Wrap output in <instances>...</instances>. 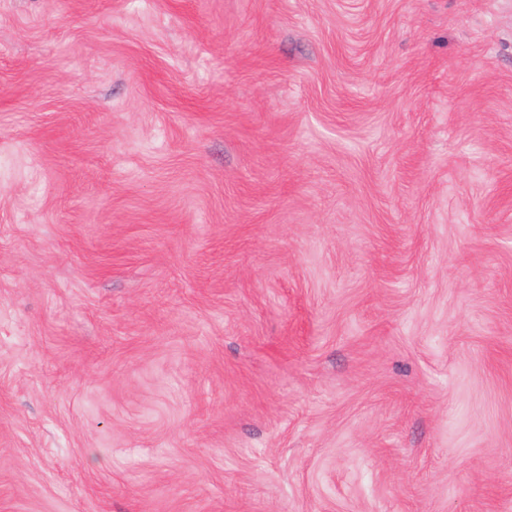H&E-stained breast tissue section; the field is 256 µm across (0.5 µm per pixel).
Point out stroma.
Wrapping results in <instances>:
<instances>
[{
  "mask_svg": "<svg viewBox=\"0 0 512 512\" xmlns=\"http://www.w3.org/2000/svg\"><path fill=\"white\" fill-rule=\"evenodd\" d=\"M0 512H512V0H0Z\"/></svg>",
  "mask_w": 512,
  "mask_h": 512,
  "instance_id": "obj_1",
  "label": "stroma"
}]
</instances>
